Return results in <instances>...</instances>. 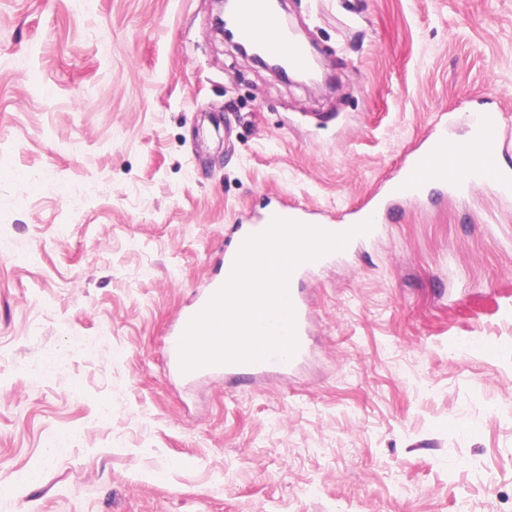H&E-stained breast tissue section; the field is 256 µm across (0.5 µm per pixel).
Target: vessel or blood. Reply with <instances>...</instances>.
I'll use <instances>...</instances> for the list:
<instances>
[{"instance_id":"obj_1","label":"vessel or blood","mask_w":512,"mask_h":512,"mask_svg":"<svg viewBox=\"0 0 512 512\" xmlns=\"http://www.w3.org/2000/svg\"><path fill=\"white\" fill-rule=\"evenodd\" d=\"M232 16L237 23L236 34L244 42L253 44L261 53L281 58L291 66L306 62L305 49L293 34L280 27L272 0H232ZM271 27L272 39L256 38L258 29ZM467 134L463 141H449L446 131L456 115L440 119L436 129L421 143L407 160L401 178L390 185L384 194L374 197L371 204L353 212L349 224H323L320 213L297 205L272 208L258 214L249 224L234 225L230 238L224 243L222 270L211 280L208 288L198 295L193 307L183 312L177 328L167 340L166 353L170 369L180 378L192 381L205 375L224 374L237 385H251L259 378L276 371L287 375L296 370L310 352V314L303 282L315 270L342 257L344 250L353 249L377 238L381 222L394 209L397 200L421 194L432 185L460 193L474 188L486 172H493L495 187L500 196L512 198V171L498 168L497 160L512 150V130L501 108H487L465 114ZM281 219L305 226L324 229L331 234L349 233L344 249L329 251L316 259L306 260L291 271L286 287V297L293 310L296 349L290 358L268 357L251 362H223L206 364L191 370L183 369L180 342L191 321L210 303L212 298L230 279L245 241L264 233L274 220ZM357 227V234H350V227Z\"/></svg>"}]
</instances>
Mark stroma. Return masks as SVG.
<instances>
[{
    "label": "stroma",
    "mask_w": 512,
    "mask_h": 512,
    "mask_svg": "<svg viewBox=\"0 0 512 512\" xmlns=\"http://www.w3.org/2000/svg\"><path fill=\"white\" fill-rule=\"evenodd\" d=\"M213 0H0V512H512V200H411L306 283L313 354L164 345L233 224L343 222L439 113L512 115V0H288L289 84Z\"/></svg>",
    "instance_id": "obj_1"
}]
</instances>
